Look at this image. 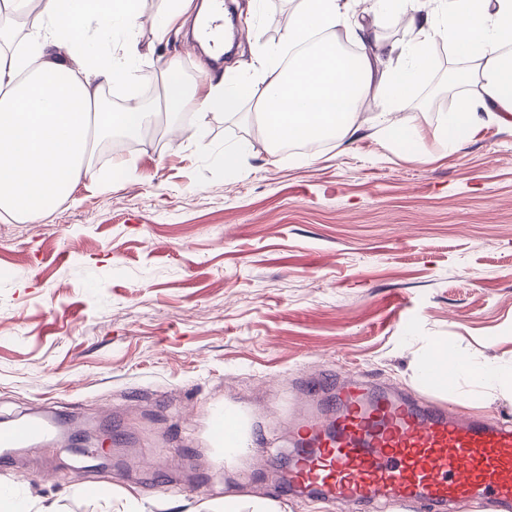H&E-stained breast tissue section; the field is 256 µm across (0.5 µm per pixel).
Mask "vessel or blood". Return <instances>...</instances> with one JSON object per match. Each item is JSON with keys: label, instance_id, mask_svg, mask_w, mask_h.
Listing matches in <instances>:
<instances>
[{"label": "vessel or blood", "instance_id": "vessel-or-blood-1", "mask_svg": "<svg viewBox=\"0 0 512 512\" xmlns=\"http://www.w3.org/2000/svg\"><path fill=\"white\" fill-rule=\"evenodd\" d=\"M56 423L27 418L0 429V448L51 443ZM289 483L316 488L346 512L462 502L512 512V426L454 413L417 394L340 381L330 402L310 400L295 424Z\"/></svg>", "mask_w": 512, "mask_h": 512}]
</instances>
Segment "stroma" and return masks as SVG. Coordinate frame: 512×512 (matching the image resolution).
<instances>
[{"label":"stroma","mask_w":512,"mask_h":512,"mask_svg":"<svg viewBox=\"0 0 512 512\" xmlns=\"http://www.w3.org/2000/svg\"><path fill=\"white\" fill-rule=\"evenodd\" d=\"M165 0H142L137 102L157 100L165 61L203 80L211 59L183 15L164 41ZM294 0H235L225 67L253 77ZM426 81L400 107L423 130L391 143L367 98L352 141L270 150L255 118L157 112L135 149L97 146L70 194L30 221L0 217V423L68 415L95 447L28 445L0 459V484L58 512H207L225 496L283 512H339L280 492L284 402L360 379L428 392L449 410L512 423V399L460 407L415 365L431 342L512 365V128L494 122L459 148L439 128L464 62L438 38ZM126 87L108 92L126 103ZM179 125L172 141L164 129ZM206 139L198 141L197 127ZM234 169L221 161L241 140ZM231 408L251 437L232 461L204 432Z\"/></svg>","instance_id":"obj_1"}]
</instances>
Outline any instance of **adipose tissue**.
Returning a JSON list of instances; mask_svg holds the SVG:
<instances>
[{
  "mask_svg": "<svg viewBox=\"0 0 512 512\" xmlns=\"http://www.w3.org/2000/svg\"><path fill=\"white\" fill-rule=\"evenodd\" d=\"M399 2L405 38L382 46L376 27L386 0L355 18L343 0H299L277 45L293 51L289 67L263 60L256 69L263 86L258 126L270 146L354 138L361 129L359 109L370 96L387 104L378 120L392 139L414 144L420 129L402 124L394 107L425 80L428 48L439 35L467 62L455 75L460 90L441 128L449 144H461L490 119L512 127V0H444L440 13L431 9L432 0ZM33 5L38 23L21 49L0 45V212L17 219L43 213L86 174L91 131L116 123L135 135L148 123L136 105L113 117L95 109L102 86L138 80L139 0H0V14ZM342 27L360 46L349 61L329 38ZM322 32L328 38L317 50L299 52V45ZM249 90L229 75L204 79L195 89L196 109L220 106L236 115ZM416 371L439 388L465 376L483 389L485 400L512 398V369L472 363L443 341L431 344Z\"/></svg>",
  "mask_w": 512,
  "mask_h": 512,
  "instance_id": "1",
  "label": "adipose tissue"
}]
</instances>
